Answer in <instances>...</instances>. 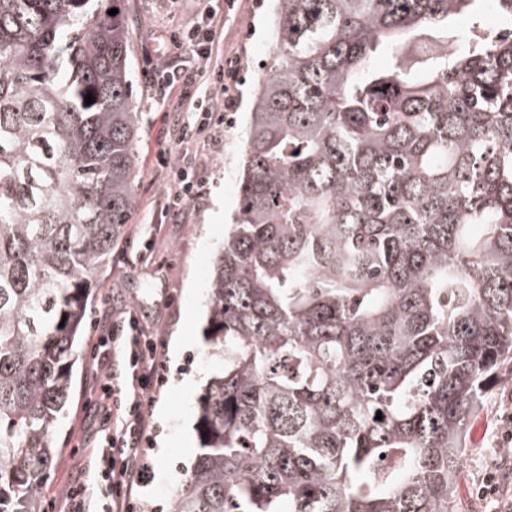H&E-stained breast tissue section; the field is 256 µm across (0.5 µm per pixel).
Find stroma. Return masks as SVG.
<instances>
[{"label":"stroma","instance_id":"stroma-1","mask_svg":"<svg viewBox=\"0 0 512 512\" xmlns=\"http://www.w3.org/2000/svg\"><path fill=\"white\" fill-rule=\"evenodd\" d=\"M207 5V0H123L122 9L135 28L132 66L139 114L138 173L135 206L122 242L115 248L101 288L87 306L92 324L105 314L131 313L164 339L166 381L151 407L152 437L146 449L148 482L143 489L149 512H171L172 502L200 446L197 433L198 397L216 369L203 330L209 264L224 240L225 218L238 201L244 129L252 86L262 76L259 65L271 45L269 0H238L224 18L218 48L238 54L243 81L231 124L215 140L179 143L175 131L182 115L174 99L155 96L144 74L146 58L172 61L179 83L197 77L200 64L189 49L175 50L159 38L160 31L182 27ZM171 150L176 160L192 163L206 185L205 195L182 214L165 207L168 183L155 157ZM96 332L87 329L72 403L54 431L62 450L55 470L42 490L46 512H63L62 489L74 476L73 465L88 459V440L102 425L87 405L86 381L91 369ZM512 410V378L494 386L470 419L466 452L456 483L460 512H490L476 486L502 458L493 444L501 417Z\"/></svg>","mask_w":512,"mask_h":512}]
</instances>
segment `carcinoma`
Segmentation results:
<instances>
[{"instance_id":"cac0c4a2","label":"carcinoma","mask_w":512,"mask_h":512,"mask_svg":"<svg viewBox=\"0 0 512 512\" xmlns=\"http://www.w3.org/2000/svg\"><path fill=\"white\" fill-rule=\"evenodd\" d=\"M272 8L173 512H456L468 421L512 362V0ZM132 38L101 0H0V512H45L134 207Z\"/></svg>"}]
</instances>
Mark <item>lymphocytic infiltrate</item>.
<instances>
[{
	"label": "lymphocytic infiltrate",
	"instance_id": "f902f5d3",
	"mask_svg": "<svg viewBox=\"0 0 512 512\" xmlns=\"http://www.w3.org/2000/svg\"><path fill=\"white\" fill-rule=\"evenodd\" d=\"M220 15L210 9L167 39L174 48H193L204 63L206 82L195 91H182L180 105L186 118L177 130L178 140L198 139L223 129L237 109L235 89L241 64L236 55L214 57V34ZM171 183L167 208L182 212L206 193L194 169L172 161L169 152L157 155ZM96 354L91 368L89 401L106 422L89 459L78 466V477L63 496L68 512H143L139 489L145 484L148 464L144 449L151 434L152 395L164 379L161 337L152 335L136 317L121 322L104 318L99 324ZM100 489L91 497L89 484Z\"/></svg>",
	"mask_w": 512,
	"mask_h": 512
}]
</instances>
